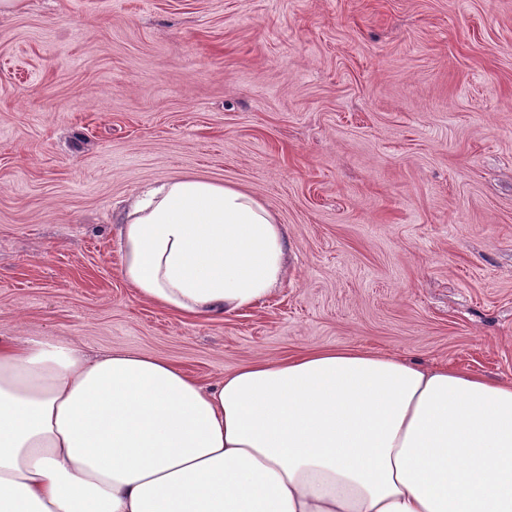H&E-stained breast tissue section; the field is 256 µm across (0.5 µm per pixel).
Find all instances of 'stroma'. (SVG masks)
Returning <instances> with one entry per match:
<instances>
[{"mask_svg":"<svg viewBox=\"0 0 512 512\" xmlns=\"http://www.w3.org/2000/svg\"><path fill=\"white\" fill-rule=\"evenodd\" d=\"M237 185L271 298L192 318L120 274L123 201ZM0 336L199 382L361 346L512 383V0H20L0 11Z\"/></svg>","mask_w":512,"mask_h":512,"instance_id":"obj_1","label":"stroma"}]
</instances>
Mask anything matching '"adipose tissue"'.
<instances>
[{"label": "adipose tissue", "mask_w": 512, "mask_h": 512, "mask_svg": "<svg viewBox=\"0 0 512 512\" xmlns=\"http://www.w3.org/2000/svg\"><path fill=\"white\" fill-rule=\"evenodd\" d=\"M118 244L130 288L193 317L286 276L271 210L196 175L138 196ZM0 512H512V384L332 347L206 386L156 355L0 336Z\"/></svg>", "instance_id": "1"}]
</instances>
